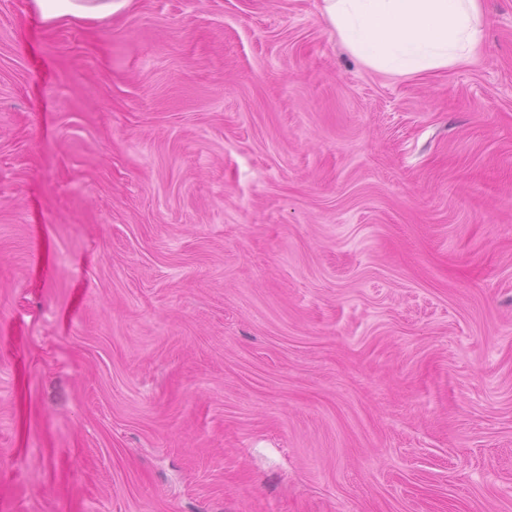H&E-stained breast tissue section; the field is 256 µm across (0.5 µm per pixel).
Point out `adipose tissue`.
I'll return each instance as SVG.
<instances>
[{
	"label": "adipose tissue",
	"mask_w": 512,
	"mask_h": 512,
	"mask_svg": "<svg viewBox=\"0 0 512 512\" xmlns=\"http://www.w3.org/2000/svg\"><path fill=\"white\" fill-rule=\"evenodd\" d=\"M129 0H33L46 22L105 19ZM332 33L367 68L420 76L475 61L483 0H323Z\"/></svg>",
	"instance_id": "obj_1"
}]
</instances>
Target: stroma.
<instances>
[{
	"label": "stroma",
	"mask_w": 512,
	"mask_h": 512,
	"mask_svg": "<svg viewBox=\"0 0 512 512\" xmlns=\"http://www.w3.org/2000/svg\"><path fill=\"white\" fill-rule=\"evenodd\" d=\"M367 69L322 0H0V512H512V0ZM128 3L129 0H33L44 22L105 19Z\"/></svg>",
	"instance_id": "stroma-1"
}]
</instances>
